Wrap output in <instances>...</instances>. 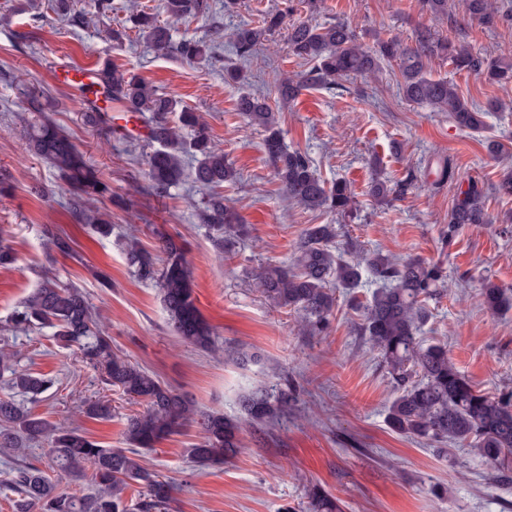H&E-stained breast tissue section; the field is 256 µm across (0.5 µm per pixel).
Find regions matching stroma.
<instances>
[{"label":"stroma","instance_id":"stroma-1","mask_svg":"<svg viewBox=\"0 0 512 512\" xmlns=\"http://www.w3.org/2000/svg\"><path fill=\"white\" fill-rule=\"evenodd\" d=\"M220 30L208 18L181 24L174 38L190 35L213 48L214 62L189 63L161 56L141 42H113L111 23L99 16L94 0H76L83 21H60L45 0H0V235L17 256L0 267V337L20 302L54 277L81 288L100 313L112 345L165 384L204 409L239 412L242 393L259 385L289 382L296 395L292 413L272 431L245 427L236 455L218 468L200 469L186 450L199 442L196 427L170 437L144 457L145 465L178 487L171 512H286L320 485L343 503L344 512H512V478L494 481L490 465L467 447H436L397 434L386 422L396 395L394 383L358 326L361 314L345 296L321 335L300 330L296 312L272 307L247 277L250 268L291 262L296 241L314 224L336 227V247L372 249L440 262L445 290L429 304L425 339L448 347L456 367L476 389L512 393V313L492 316L479 295L482 279L512 287V197L496 186L502 164L487 143L512 142V87L500 88L472 73L455 71L432 58L433 78H449L461 95L483 104L498 99L504 109L488 117L485 131L459 129L447 113L407 102L399 92L396 65L376 77L347 84L346 93L324 88L278 104L279 124L288 146L306 151L327 182H350L356 219L340 223L334 214L291 202L279 189L263 151L261 129L249 127L237 110L242 89L225 83L231 56L230 31L253 23L283 0H241L225 15L224 0H209ZM297 16L312 22L339 18L356 29L366 45L389 33L407 39L422 24L419 0H304ZM437 36L495 53L512 47V27L488 29L475 22L431 23ZM95 67L111 63L139 73L192 107L217 147L240 174L225 185L224 198L250 229L237 254L214 246L197 210L202 193L183 181L155 194L145 176V138L118 136L110 124L90 125L81 100L57 84V64ZM288 53L286 31L276 32L247 66L248 92L273 97L275 72L298 70ZM42 92L48 112L83 151L111 190L92 206L109 213L112 234L101 237L73 216L70 193L55 169L29 151L26 105L17 83ZM452 157L454 181L436 190L415 187L405 199L377 202L369 193L372 175L404 178L408 169L437 170ZM476 180L484 191L487 224L463 225L445 241L448 213L460 187ZM183 243L198 307L225 347L261 354L241 367L187 344L170 330L158 288L139 281L123 254L127 229H135L154 250L153 227ZM68 235L72 255L49 247L48 232ZM108 285H101L100 275ZM16 347L32 372L52 386L29 407L50 422L79 426L107 448L125 445L128 415L138 402L101 383L90 366L54 345L49 330L19 334ZM109 400L112 416L90 419L79 412L85 398Z\"/></svg>","mask_w":512,"mask_h":512}]
</instances>
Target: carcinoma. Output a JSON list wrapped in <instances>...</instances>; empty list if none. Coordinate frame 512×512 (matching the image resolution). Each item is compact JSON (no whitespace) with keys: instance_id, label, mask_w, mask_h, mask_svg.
I'll return each instance as SVG.
<instances>
[{"instance_id":"carcinoma-1","label":"carcinoma","mask_w":512,"mask_h":512,"mask_svg":"<svg viewBox=\"0 0 512 512\" xmlns=\"http://www.w3.org/2000/svg\"><path fill=\"white\" fill-rule=\"evenodd\" d=\"M463 17L489 28L512 27V0H461ZM421 12L432 19L448 16V0H420ZM210 11L207 0H163L162 12L144 8L131 13L129 24L112 29L120 42L135 32L149 48L161 55L176 56L195 63L211 59L208 46L193 37L173 38L170 21L189 23ZM295 7L289 0L284 9L263 12L252 27H239L232 34L237 60L254 57L267 36L288 26V52L307 68L292 75H277V99L289 103L309 88H343L352 77H371L385 63H396L405 100L446 112L457 127L477 131L485 127L492 112L504 108L499 100L487 106L461 96L457 85L445 78L434 79L427 63L441 56L457 71L481 75L489 83L512 85V49L496 55L476 53L465 42L436 39L422 26L414 38L403 42L393 35L377 39L366 47L360 36L343 21L312 24L306 20L286 23ZM166 14L167 20L160 19ZM112 85V101L128 112L147 115L149 141L153 150L146 155L151 189L164 194L189 179L207 191L198 210L199 222L212 231V240L226 256L235 255V245L248 236L247 225L238 211L224 200V184L239 180L233 167L211 140L200 116L177 96L160 90L140 75L115 66L103 71ZM23 95L33 113L28 123L30 150L48 160L61 179L73 184L71 208L94 232L108 236L111 222L99 211H90L87 201L108 193L98 170L77 148L70 135L43 112L39 97ZM237 110L248 124L263 129V148L281 192L310 210L332 213L339 221L354 217V194L349 184L338 180L329 185L321 179L310 156L289 147L279 126L277 111L266 97L241 93ZM177 122H170V115ZM195 165L185 166L186 156ZM455 179L453 159L439 162L438 178L431 189ZM417 183V173L408 170L396 182L376 178L371 193L377 201L390 203L405 198ZM484 191L475 180L459 190L448 212V240L463 224H486ZM336 226L316 224L306 228L295 246L291 266L268 263L250 272L261 296L275 308H289L301 314L302 328L310 336L323 332L339 289L355 308L362 309L359 329L378 352L382 367L396 384V396L387 410L391 429L406 437L432 442H453L467 446L485 458L495 470L512 463V394L495 396L476 389L456 368L448 349L440 342L425 343L420 332L429 317L427 302L441 294L444 275L440 265L418 257L400 258L380 252H365L349 259L333 252ZM159 253L144 249L138 238L125 240L126 261L135 276L155 284L168 315L172 332L199 350L221 352L213 328L197 306L183 246L174 238L158 233ZM373 287L362 305L357 289ZM484 307L494 316L512 310V289L488 279L481 283ZM53 330L58 347L73 352L81 362L98 371L102 382L140 401L144 409L126 418L124 448H105L89 439L78 426L58 425L34 415L25 400L43 393L48 381L21 364L20 351L4 343L0 348V451L13 459L8 478L0 490L9 492L13 512H170L175 485L149 470L144 455L162 441L195 423L201 441L187 449L197 467L224 464V452L240 447V433L246 425L269 426L288 416L293 394L275 385L261 386L239 398L243 418L220 412H201L184 394L112 349V337L83 291L47 277L30 293L8 325L11 332ZM225 358L246 365L257 354L225 349ZM88 418L108 419L111 405L89 401L80 408ZM49 442L44 457L30 454V446ZM60 472L71 480L85 479L93 485L78 495L57 489L47 470ZM140 485L137 496L127 501L125 492ZM308 512H343L336 497L314 485L307 490Z\"/></svg>"}]
</instances>
